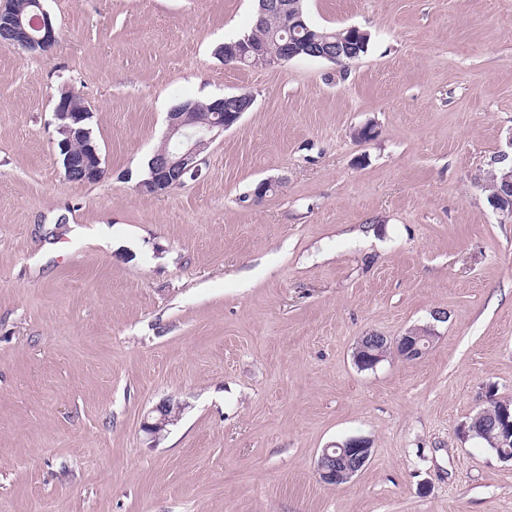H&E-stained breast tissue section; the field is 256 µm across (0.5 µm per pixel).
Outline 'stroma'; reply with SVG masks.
<instances>
[{"mask_svg": "<svg viewBox=\"0 0 512 512\" xmlns=\"http://www.w3.org/2000/svg\"><path fill=\"white\" fill-rule=\"evenodd\" d=\"M254 5L45 0L57 45L0 48V512H512V460L469 430L512 403V222L485 189L512 0H304L367 52L224 64ZM65 90L99 181L64 178ZM239 93L198 176L139 192L174 106ZM423 327L420 359L355 365L361 336ZM358 436L365 470L320 482ZM154 412L157 414L155 416L156 420L155 422L147 423L146 430L156 438L163 434V431L167 429V425L169 426V424H173L178 420L181 407L179 405L175 406L168 401L157 405ZM336 455L325 448L318 461L319 480L328 485L338 486L350 481L367 466L371 457V442L365 437H352L336 444Z\"/></svg>", "mask_w": 512, "mask_h": 512, "instance_id": "stroma-1", "label": "stroma"}]
</instances>
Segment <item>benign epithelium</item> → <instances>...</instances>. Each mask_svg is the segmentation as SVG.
<instances>
[{
    "mask_svg": "<svg viewBox=\"0 0 512 512\" xmlns=\"http://www.w3.org/2000/svg\"><path fill=\"white\" fill-rule=\"evenodd\" d=\"M271 14L280 15L284 24L304 26L298 0H258L256 23H262ZM350 34L338 36L329 41L321 34L310 35L308 42L299 48L286 40L274 45L260 44L246 36L232 43L224 44L221 54L224 64L236 65L251 56L263 58L267 66L276 67L305 53L309 58L325 59L339 63L342 58H355L363 49L362 42L353 37L361 33L356 27L348 28ZM0 36L3 48L21 47L31 54H42L52 50L58 42L57 29L44 8L42 0H28L23 5L5 4L0 7ZM75 95L68 93L61 97L55 107L58 121V142L64 178L70 183L85 184L96 182L104 175L100 150L89 137L83 122L91 116L80 112L74 103ZM253 104V96L247 93L220 97L212 101L203 117L194 109L185 106L173 108L167 113L166 142L175 143V148L153 155L149 162L148 178L138 183V189L146 195L165 194L184 183V177L199 169L203 163L201 151L225 130L238 122L242 114ZM432 331L424 334L406 332L391 340L388 337L369 333L360 337L354 361L362 369L374 368L395 350L406 361L421 358L432 342ZM156 420L146 425L151 435L159 437L167 425L178 420L181 407L163 402L154 409ZM371 442L365 437H352L336 444L335 454L323 450L318 461L319 480L328 485H339L350 481L367 466L371 457Z\"/></svg>",
    "mask_w": 512,
    "mask_h": 512,
    "instance_id": "7a95c632",
    "label": "benign epithelium"
}]
</instances>
